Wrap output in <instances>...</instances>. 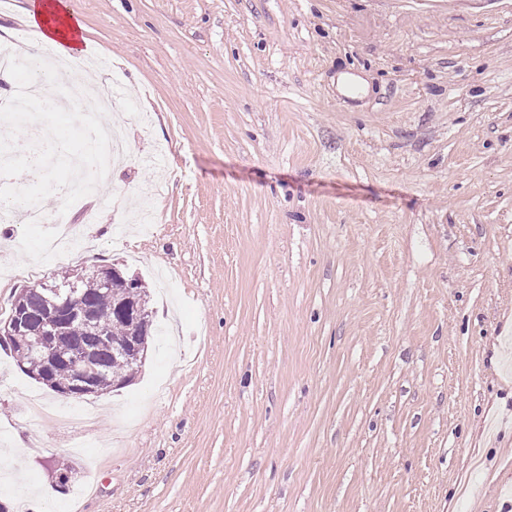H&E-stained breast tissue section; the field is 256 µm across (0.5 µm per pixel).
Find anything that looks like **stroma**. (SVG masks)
<instances>
[{
  "instance_id": "35a3bbf8",
  "label": "stroma",
  "mask_w": 512,
  "mask_h": 512,
  "mask_svg": "<svg viewBox=\"0 0 512 512\" xmlns=\"http://www.w3.org/2000/svg\"><path fill=\"white\" fill-rule=\"evenodd\" d=\"M67 5L131 160L67 254L0 224V318L113 264L157 330L84 400L0 348V502L61 460L54 512H512V0Z\"/></svg>"
}]
</instances>
